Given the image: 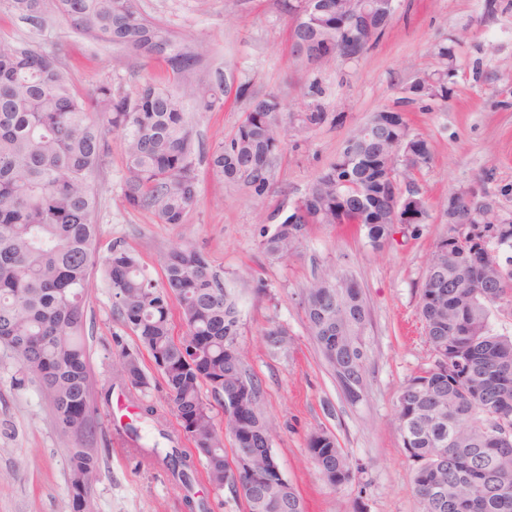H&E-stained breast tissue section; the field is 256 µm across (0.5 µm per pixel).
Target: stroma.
Masks as SVG:
<instances>
[{
    "instance_id": "obj_1",
    "label": "stroma",
    "mask_w": 512,
    "mask_h": 512,
    "mask_svg": "<svg viewBox=\"0 0 512 512\" xmlns=\"http://www.w3.org/2000/svg\"><path fill=\"white\" fill-rule=\"evenodd\" d=\"M139 12L175 38L201 44L228 83L248 82L249 95L280 96L285 117L321 103L330 119L311 133L288 132L274 161L265 200L217 180L207 156L246 117V98H228L223 110L193 115L199 205L184 223L163 224L124 200V136H109L110 151L93 177L98 194L97 247H128L154 283L164 279L160 258L184 243L209 260L239 294L244 364L262 386L276 431L272 449L285 479L307 512H421L414 464L397 430L401 387L432 361L418 314L419 293L436 241L448 226L441 208L451 192L478 184L512 211V0H396L391 26L358 60L316 68L291 53L283 0H136ZM458 38L454 84L447 100L406 102L415 75L434 67L435 46ZM32 44L56 54L78 93L102 82L133 91L143 75L166 85L164 63H144L111 45L75 33L55 13L41 27L0 13V45ZM401 107L412 134L427 139L431 159L418 177L428 216L416 231L396 226L383 247H371L353 224H316L285 259L260 248L273 229L272 213L288 214L318 175L335 162L350 133L375 112ZM354 275L369 321L366 394L350 401L337 386L309 335L299 295L315 270ZM287 331L289 345L271 349L267 328ZM85 343L93 376L112 378L121 352L136 355L148 384L139 403L152 405L170 428L179 423L153 360L113 309L112 290L95 272L89 292ZM110 407L98 406L94 442L100 465L91 482L88 512H185L180 490L161 468L148 465L117 441ZM332 432L354 464L338 487L321 480L309 458L310 434ZM65 447L49 402L32 382H21L15 355L0 345V512H74Z\"/></svg>"
}]
</instances>
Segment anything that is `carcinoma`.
Here are the masks:
<instances>
[{
    "instance_id": "carcinoma-1",
    "label": "carcinoma",
    "mask_w": 512,
    "mask_h": 512,
    "mask_svg": "<svg viewBox=\"0 0 512 512\" xmlns=\"http://www.w3.org/2000/svg\"><path fill=\"white\" fill-rule=\"evenodd\" d=\"M96 40L124 48L148 63L163 61L171 74L164 88L145 78L131 93L100 83L76 93L55 59L29 45L0 47V344L14 353L23 377L35 381L49 401L72 452L69 488L80 508L99 467L95 437L98 401L125 396L147 385L135 356L120 355V367L102 385L93 378L84 344L89 282L94 266L108 277L114 309L154 361L172 411L196 415L195 434L206 445L207 481L231 487L246 512H305L303 498L272 466V425L260 386L245 367L239 347L238 298L224 287L207 257L189 245L162 259L157 286L122 244L97 252L96 194L92 178L108 154L107 134L124 132V197L151 210L162 224H181L199 203L189 112L224 105V73L210 70L194 79L203 54L194 41L178 40L143 18L135 0H0V11L40 27L48 9ZM393 11L383 9L355 23L365 49L384 34ZM292 46L323 51L342 41L336 16L316 12L291 25ZM438 67L415 84L409 100L448 99L452 48H437ZM282 102L268 93L249 99L244 121L208 155L220 181L268 195L273 161L282 149ZM328 119L317 103L293 118L297 131L311 132ZM431 158L428 141L411 133L402 112H376L345 141L333 163L301 200L260 242L273 258L295 253L313 224H356L374 247L384 246L406 212L396 210L383 190L400 175L411 186ZM491 204L445 207L448 235L435 244L419 298V314L433 353L431 365L412 376L397 400L403 448L417 463L413 483L422 512H512V336L493 332L491 308L512 316V223L485 219ZM307 328L321 348L336 383L352 402L365 392L367 312L361 289L347 272H314L301 293ZM185 331L176 336L172 307ZM206 364L208 380L192 363ZM208 388L226 411L244 413L230 421L235 437L217 427ZM140 420L155 424L158 438L142 442L141 427L114 428L140 457L165 469L182 490L186 512H209L195 490L197 467L181 448L179 434L156 420L149 405ZM308 453L322 480L338 487L352 475L349 456L336 436L317 430ZM443 487L437 497L436 486Z\"/></svg>"
}]
</instances>
